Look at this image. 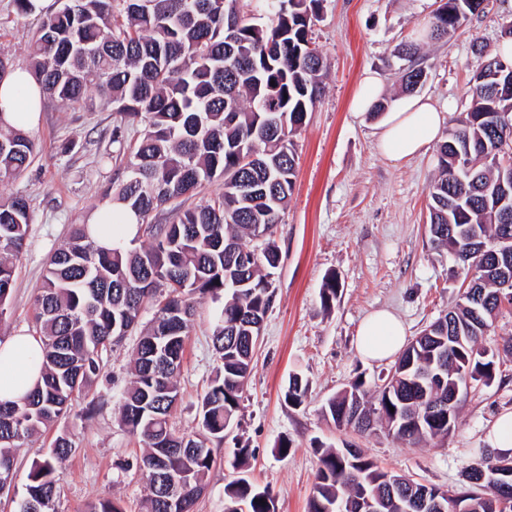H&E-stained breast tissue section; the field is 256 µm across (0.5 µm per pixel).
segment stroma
Masks as SVG:
<instances>
[{
	"mask_svg": "<svg viewBox=\"0 0 512 512\" xmlns=\"http://www.w3.org/2000/svg\"><path fill=\"white\" fill-rule=\"evenodd\" d=\"M439 0H324L313 37L330 72L325 90L306 126L296 137L299 170L288 208L275 239L282 254L275 276L276 300L262 329L257 363L243 392V417L223 441H209L217 459L195 512H224V485L236 446H248L247 471L269 487L278 512H306L317 459L310 443L342 446L352 442L383 467L415 480L454 490L465 484L467 469L486 447L496 419L512 412V357L503 355L512 338V314H502L479 346L496 353L490 385L473 384L464 393L458 423L447 437L413 446L384 436L361 437L337 430L322 406L356 376L374 384L388 373L391 360L365 361L355 338L361 321L389 309L417 336L458 300V276L445 252L428 232V191L436 174L435 149L406 162H392L376 148L378 117L355 115L351 101L365 70L380 73L389 106L404 97L397 52L427 24ZM512 22V0H485L484 10L454 36L421 42L418 63L425 71L419 94L446 109L445 129L470 102L473 42L495 50ZM39 18L0 0V55L27 67ZM109 111H86L46 101L29 135L36 154L29 167L0 183V197L24 198L31 223L27 244L15 260L10 315L0 338L14 332L38 334L35 298L50 255L66 240L72 225L106 203L116 165L112 158ZM336 275L339 292L324 308L320 288ZM210 299L198 301L178 376L182 400L171 418L176 432L195 429L199 399L218 366L212 343ZM136 335L103 350L100 372L88 396L49 428L14 451L8 493L0 494V512H17L33 463L56 435L68 434L75 446L61 475L53 512H88L102 499L120 502L124 512H141L147 494L139 468L144 444L118 421V408L131 380ZM308 378L304 407L285 402L290 374ZM288 440L287 452L277 450Z\"/></svg>",
	"mask_w": 512,
	"mask_h": 512,
	"instance_id": "35a3bbf8",
	"label": "stroma"
}]
</instances>
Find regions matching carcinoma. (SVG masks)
Listing matches in <instances>:
<instances>
[{
    "label": "carcinoma",
    "instance_id": "carcinoma-1",
    "mask_svg": "<svg viewBox=\"0 0 512 512\" xmlns=\"http://www.w3.org/2000/svg\"><path fill=\"white\" fill-rule=\"evenodd\" d=\"M323 0H243L240 14H224V0H69L41 18L30 47L28 71L44 98L87 110L115 113L112 144L125 161L112 182V202L133 213L148 243L106 252L88 225L76 224L66 244L50 257L37 296L42 341L41 381L21 401L0 403V478L11 476L13 449L51 426L97 377L99 353L119 344L121 328L140 329L133 381L119 409L121 424L146 445L141 458L150 493L144 512H168L158 474L181 473L185 512L207 486L214 464L203 441L224 440L225 421L241 420L240 399L257 353L254 325L264 321L275 297L280 263L274 238L291 197L297 171L296 136L321 97L327 60L313 41ZM485 0H445L429 21L431 37L443 38L483 10ZM470 104L437 149L438 175L429 187L430 239L454 257L459 275L479 270L481 319L472 303L456 304L409 344L392 366L389 387H371L358 376L322 408L336 426H347L353 401L373 416V429L408 444L448 436L458 416L429 413L426 405L448 398V382L470 377L490 383L495 361L476 354L464 366L448 349V322L472 340L493 328L512 308L497 297L498 259L493 243L512 238V215L499 206L503 152L512 150V69L483 45H472ZM134 122L144 126L128 136ZM36 151L27 133L0 128V182L20 175ZM478 163L480 177L464 172ZM223 180L207 203L155 223L166 206ZM30 215L21 197L0 200V323L6 322L15 282L13 258L26 245ZM486 245L481 256L457 258L467 247ZM336 276L325 278L321 302L336 301ZM217 304L212 339L220 365L201 397L197 430L177 433L170 417L181 399L177 375L197 300ZM152 318L140 325L141 312ZM309 381L289 376L285 401L305 404ZM352 425V424H350ZM361 435L371 431L357 428ZM73 445L59 434L50 453L29 473L24 501L49 512L63 465ZM317 457L307 512H359V483L382 499L381 512H399L402 492L381 482L384 467L360 449L312 446ZM251 452L233 451L234 477L224 485V512H275L270 491L242 477ZM508 475L490 486L480 476ZM466 512H512V456L480 454L467 471Z\"/></svg>",
    "mask_w": 512,
    "mask_h": 512
}]
</instances>
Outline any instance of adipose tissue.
<instances>
[{"instance_id": "1", "label": "adipose tissue", "mask_w": 512, "mask_h": 512, "mask_svg": "<svg viewBox=\"0 0 512 512\" xmlns=\"http://www.w3.org/2000/svg\"><path fill=\"white\" fill-rule=\"evenodd\" d=\"M43 95L26 69L15 68L0 79V128L30 130L38 121ZM444 122L437 104L425 96H410L380 122L377 148L387 159H411L435 142ZM403 322L387 310L370 314L361 323L356 348L367 360L397 355L405 344ZM39 337L18 332L0 340V402L22 400L41 379Z\"/></svg>"}]
</instances>
